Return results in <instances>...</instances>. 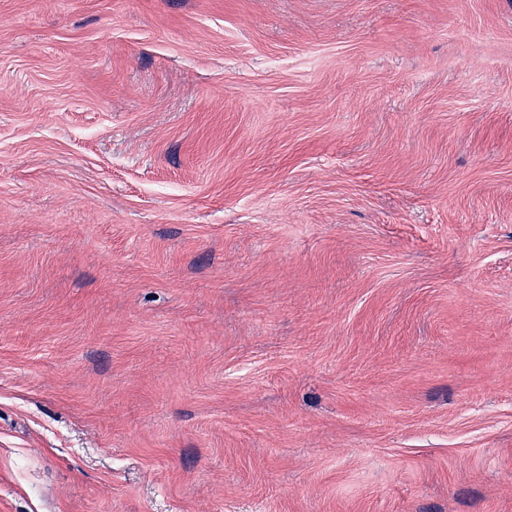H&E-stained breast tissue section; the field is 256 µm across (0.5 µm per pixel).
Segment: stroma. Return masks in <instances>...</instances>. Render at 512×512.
<instances>
[{"label": "stroma", "instance_id": "obj_1", "mask_svg": "<svg viewBox=\"0 0 512 512\" xmlns=\"http://www.w3.org/2000/svg\"><path fill=\"white\" fill-rule=\"evenodd\" d=\"M0 512H512V0H0Z\"/></svg>", "mask_w": 512, "mask_h": 512}]
</instances>
